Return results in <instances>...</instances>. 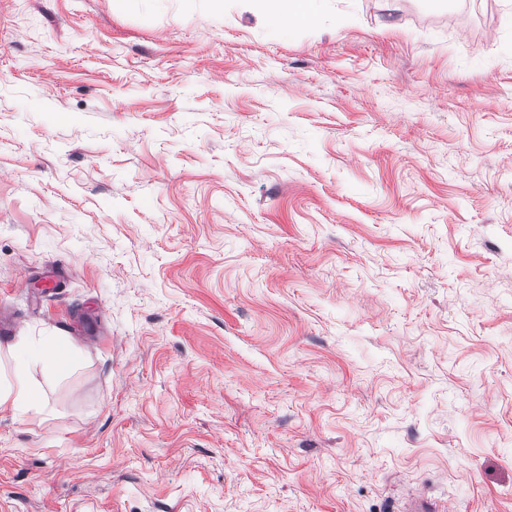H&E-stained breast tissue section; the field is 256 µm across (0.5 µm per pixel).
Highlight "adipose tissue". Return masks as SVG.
<instances>
[{
    "instance_id": "obj_1",
    "label": "adipose tissue",
    "mask_w": 512,
    "mask_h": 512,
    "mask_svg": "<svg viewBox=\"0 0 512 512\" xmlns=\"http://www.w3.org/2000/svg\"><path fill=\"white\" fill-rule=\"evenodd\" d=\"M19 356L14 361L13 377L7 384H0V408L25 410L38 402L36 391L29 383V364L42 365L46 370L65 372L78 356L77 349L58 336L37 339L21 337L14 345Z\"/></svg>"
}]
</instances>
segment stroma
I'll use <instances>...</instances> for the list:
<instances>
[{
	"label": "stroma",
	"instance_id": "obj_1",
	"mask_svg": "<svg viewBox=\"0 0 512 512\" xmlns=\"http://www.w3.org/2000/svg\"><path fill=\"white\" fill-rule=\"evenodd\" d=\"M0 512H512V0H0ZM275 2L270 23L275 26L288 23L312 25L315 21V5L312 0H269ZM15 351L20 353V358L15 356ZM9 354L14 359L13 377L6 385L0 382V408L19 411L32 408L38 402L37 393L28 380V365L41 364L50 372L63 373L77 358L78 351L59 336L39 339L21 336L9 347Z\"/></svg>",
	"mask_w": 512,
	"mask_h": 512
}]
</instances>
